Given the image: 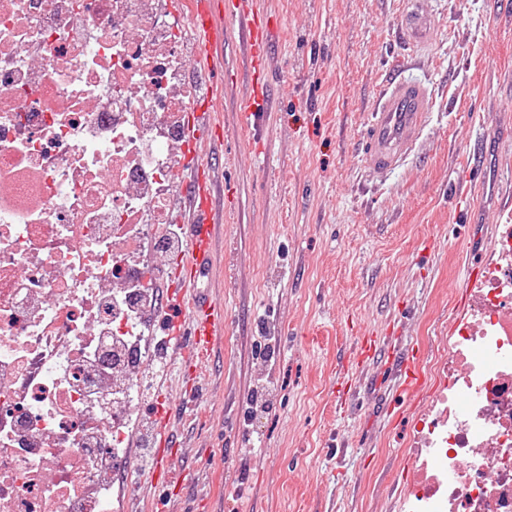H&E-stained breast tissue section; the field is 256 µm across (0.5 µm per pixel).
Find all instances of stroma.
Wrapping results in <instances>:
<instances>
[{"mask_svg":"<svg viewBox=\"0 0 512 512\" xmlns=\"http://www.w3.org/2000/svg\"><path fill=\"white\" fill-rule=\"evenodd\" d=\"M437 16L431 52L400 36L408 7ZM274 106L241 127L244 83L221 106L224 145L196 150L224 173V345L199 366L194 405L174 421L190 471L177 512H408L399 487L431 399L381 413L395 380L380 365L349 411L330 384L365 325L420 345L434 375L463 315L453 287L470 260L495 257L512 224V0H271ZM429 85L432 114L392 172L364 167L363 140L392 81ZM480 160L471 191L469 155ZM471 212V223L461 215ZM132 449L116 512H148L153 493Z\"/></svg>","mask_w":512,"mask_h":512,"instance_id":"1","label":"stroma"}]
</instances>
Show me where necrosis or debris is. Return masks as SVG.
<instances>
[{"label":"necrosis or debris","mask_w":512,"mask_h":512,"mask_svg":"<svg viewBox=\"0 0 512 512\" xmlns=\"http://www.w3.org/2000/svg\"><path fill=\"white\" fill-rule=\"evenodd\" d=\"M184 47L153 0H0V512H45L68 484L59 512H109L103 480L128 467L152 383L129 307L161 277ZM120 225L153 249L116 251ZM495 252L438 367L410 512H512L511 224Z\"/></svg>","instance_id":"obj_1"}]
</instances>
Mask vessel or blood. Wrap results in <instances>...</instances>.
I'll return each mask as SVG.
<instances>
[{"mask_svg": "<svg viewBox=\"0 0 512 512\" xmlns=\"http://www.w3.org/2000/svg\"><path fill=\"white\" fill-rule=\"evenodd\" d=\"M194 34L195 51L208 68L219 71L200 107L188 114L185 138L194 147L203 137L223 142V124L217 106L231 78L222 74L224 43L237 35L250 64V88L241 103L240 120L252 125L258 114L268 111L267 55L277 18L268 0H187ZM402 36L414 54L427 51L437 36L433 18L419 10H407ZM432 109L428 85L400 80L381 94L373 111L362 148L364 165L385 172L401 165L420 138ZM178 194L181 220L186 231V251L177 260L166 289L167 305L161 320L171 340V356L179 360V382L185 395H192L198 366L216 356L224 343L227 314L224 304L213 296L211 278L217 263V246L224 239V182L215 166L187 159L179 172ZM422 351L418 345L384 348L380 338L368 330L359 331L352 352L338 368L331 396L338 404H352L360 392L357 374L370 363L387 361L394 372L401 402L422 397L429 389L421 370ZM183 405L173 397L167 382H160L158 397L148 413L152 424L153 465L148 484L161 491L159 512H169L180 480L174 463L180 442L172 429Z\"/></svg>", "mask_w": 512, "mask_h": 512, "instance_id": "obj_1", "label": "vessel or blood"}]
</instances>
